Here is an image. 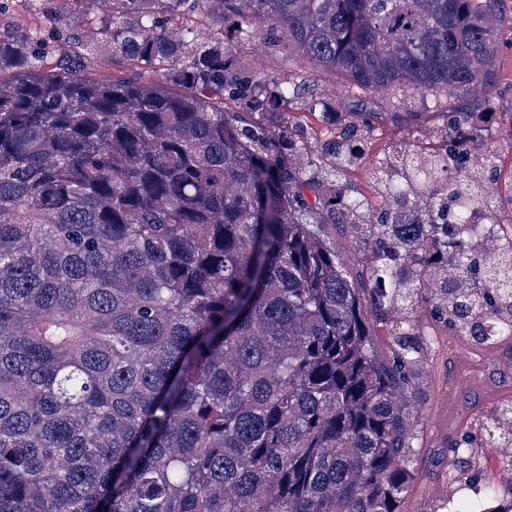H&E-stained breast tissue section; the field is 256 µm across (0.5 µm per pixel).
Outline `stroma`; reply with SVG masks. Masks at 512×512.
Instances as JSON below:
<instances>
[{"mask_svg":"<svg viewBox=\"0 0 512 512\" xmlns=\"http://www.w3.org/2000/svg\"><path fill=\"white\" fill-rule=\"evenodd\" d=\"M495 9L503 21L487 84L449 92L453 104L449 110L435 106L430 95L412 90L400 94L353 90L338 74L288 53L280 32L271 38L261 30L247 41L231 36L224 48L227 58L245 63L254 75L280 79L292 75L306 81L311 91L290 104L289 123L356 125V140L364 150L342 175V185L368 192L380 159L403 143L461 149L466 161L459 165V174L490 161L493 174L488 189L497 201L496 217L500 223L512 224V0H497ZM322 233L358 288L363 305H370L367 256L354 247L350 226L331 225ZM432 333L427 363L401 391L411 415L415 449L411 491L402 512H448L447 495L431 494L430 489L447 484L452 445L498 397L512 395V370L504 367L512 360V349L500 348L490 355L471 352L463 366L458 355L466 342L441 327H433Z\"/></svg>","mask_w":512,"mask_h":512,"instance_id":"stroma-1","label":"stroma"}]
</instances>
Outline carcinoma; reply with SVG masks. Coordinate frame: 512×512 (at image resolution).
Returning a JSON list of instances; mask_svg holds the SVG:
<instances>
[{"instance_id": "obj_1", "label": "carcinoma", "mask_w": 512, "mask_h": 512, "mask_svg": "<svg viewBox=\"0 0 512 512\" xmlns=\"http://www.w3.org/2000/svg\"><path fill=\"white\" fill-rule=\"evenodd\" d=\"M23 7L67 25L68 4ZM112 0L73 70L0 23V512H400L413 472L404 370L438 320L482 348L512 339V242L480 263L479 174L406 144L378 162L384 208L336 191L352 126H241L224 96L276 113L305 92L224 60V17L357 89L477 87L494 0ZM158 66L151 86L98 79ZM457 237L441 251L438 221ZM350 224L374 258L376 354L358 289L315 226ZM479 421L512 441V403ZM475 438L452 448L471 474ZM97 76L101 79L118 76L127 81L138 82L142 85L156 82V75L154 72H151V68H130L118 57L113 59L112 64L99 69Z\"/></svg>"}]
</instances>
